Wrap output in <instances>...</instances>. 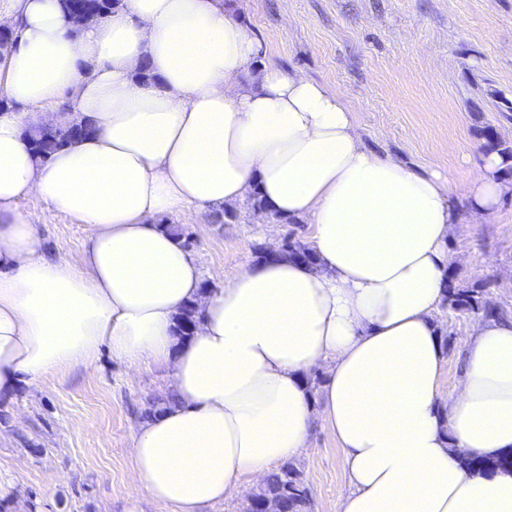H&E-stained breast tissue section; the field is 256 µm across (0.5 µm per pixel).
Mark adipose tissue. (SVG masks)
Listing matches in <instances>:
<instances>
[{
    "mask_svg": "<svg viewBox=\"0 0 512 512\" xmlns=\"http://www.w3.org/2000/svg\"><path fill=\"white\" fill-rule=\"evenodd\" d=\"M72 27L63 0H17L0 49V393L90 368L103 349L135 371L167 366L174 403L130 452L165 512H205L264 480L307 451L317 420L350 486L339 512H512V470L462 462L512 450V319L478 320L462 379L440 391L434 313L461 221L448 177L370 148L340 94L261 64L224 0H123ZM63 96L69 111L50 110ZM83 119L95 135L38 158L41 126ZM474 153L468 212L488 218L512 179L496 153ZM255 193L312 225L317 266L261 259L204 290L158 217ZM31 195L92 226L77 257L47 256L37 216L18 209Z\"/></svg>",
    "mask_w": 512,
    "mask_h": 512,
    "instance_id": "1",
    "label": "adipose tissue"
}]
</instances>
